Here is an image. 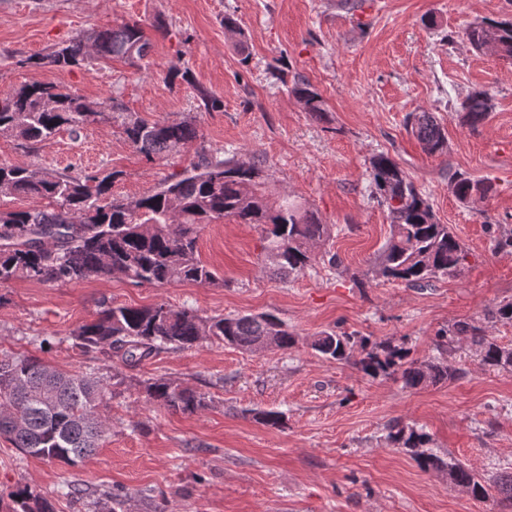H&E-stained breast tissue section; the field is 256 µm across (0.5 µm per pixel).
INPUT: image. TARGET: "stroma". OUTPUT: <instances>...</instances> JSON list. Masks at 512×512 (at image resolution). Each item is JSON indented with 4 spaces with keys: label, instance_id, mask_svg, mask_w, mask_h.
<instances>
[{
    "label": "stroma",
    "instance_id": "stroma-1",
    "mask_svg": "<svg viewBox=\"0 0 512 512\" xmlns=\"http://www.w3.org/2000/svg\"><path fill=\"white\" fill-rule=\"evenodd\" d=\"M237 18L246 51L224 29ZM512 16V0H0V93L46 83L100 102L120 96L147 120L196 116L207 148L260 161L275 194L317 211L331 235L316 264L298 277L271 274L261 230L224 220L200 233L199 254L220 277L201 285H137L124 278L0 285V356L29 354L62 370L96 372L109 399L102 448L68 465L21 454L0 439V496L26 484L85 512L110 491L116 512H512L422 471L388 440L400 420L422 428L430 449L490 477L512 471V372L482 365L459 345L439 353L435 334L459 320L482 321L512 299V250L494 251L489 225L512 231V64L479 53L462 32L481 19ZM141 24L152 48L142 69L115 59L60 68L39 59L80 33ZM310 80L327 104L313 118L289 91ZM219 98L201 111L198 88ZM487 90L494 109L478 129L458 112L466 94ZM430 112L448 136L434 155L404 125ZM385 153L412 178L437 220L468 252L463 274L411 288L367 277L390 233L372 193L370 160ZM191 153L149 161L112 121L80 135L60 131L36 150L0 134V164L59 173L116 174L114 195L136 198L185 168ZM491 180L495 192L471 206L449 188V173ZM166 302L200 316L271 312L296 337L288 351L246 352L207 337L137 365L109 349L85 354L71 333L102 305ZM329 330L370 343L405 340L412 359L440 357L459 372L443 385L404 388L373 378L354 361L322 358L309 346ZM164 378L205 394L195 414L153 407L144 380ZM285 415L282 429L257 423L253 409Z\"/></svg>",
    "mask_w": 512,
    "mask_h": 512
}]
</instances>
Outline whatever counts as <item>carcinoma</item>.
I'll return each mask as SVG.
<instances>
[{"label": "carcinoma", "mask_w": 512, "mask_h": 512, "mask_svg": "<svg viewBox=\"0 0 512 512\" xmlns=\"http://www.w3.org/2000/svg\"><path fill=\"white\" fill-rule=\"evenodd\" d=\"M495 33L498 56L512 60V20H483L464 31L474 49L486 48ZM151 43L137 22L74 37L68 45L43 57L57 67L88 59L120 58L135 66ZM291 94L304 111L323 119L327 109L321 94L302 78ZM492 96L473 90L461 104L462 122L475 130L492 112ZM124 139L147 160L164 159L191 147L194 160L155 190L138 198L114 197L101 204L119 173L103 178L89 174L40 172L22 164H0V198L26 197L43 201L29 209H0V284L18 278L48 283L77 282L91 277H121L134 283L173 282L213 284L217 274L198 255L199 233L207 224L229 218L237 224L262 227L264 253L276 274L289 278L316 261L315 248L329 235V225L306 204L280 196L271 200L272 175L260 162L234 154L218 156L204 144L193 116L149 122L132 115L117 98L89 102L58 87L33 83L0 94V134L34 146L65 128L78 134L105 114ZM406 126L432 154L448 152V138L427 112L411 113ZM374 195L390 215V236L371 274L409 287L424 288L441 278L462 274L468 253L446 224L438 222L431 205L400 165L384 153L370 162ZM454 194L464 205L494 192L489 181L455 172L449 176ZM512 322V299L484 314V322L457 321L436 332V346L452 349L468 342L484 366L512 370V346L501 345L488 325ZM212 336L247 351H287L295 334L272 313L203 318L191 308L158 303L149 307L109 305L73 332L74 346L87 353L106 347L127 363L147 360L162 350L188 349ZM354 334L322 331L311 348L327 360L350 361ZM359 366L368 376L400 375L406 388L438 385L457 376L444 362L408 359L404 344L384 343L364 349ZM147 400L154 407L193 414L204 410L206 397L175 382H146ZM107 396L100 379L68 373L32 355L0 358V437L21 453L42 460L75 464L93 455L109 427L97 410ZM261 425L280 429L284 413L256 410ZM389 442L410 453L425 470L445 471L448 482L485 499V480L460 462L443 461L427 445L429 435L400 422L390 427ZM493 484L502 499L512 501V473H501ZM11 512H56L53 500L26 485L10 492Z\"/></svg>", "instance_id": "1"}]
</instances>
